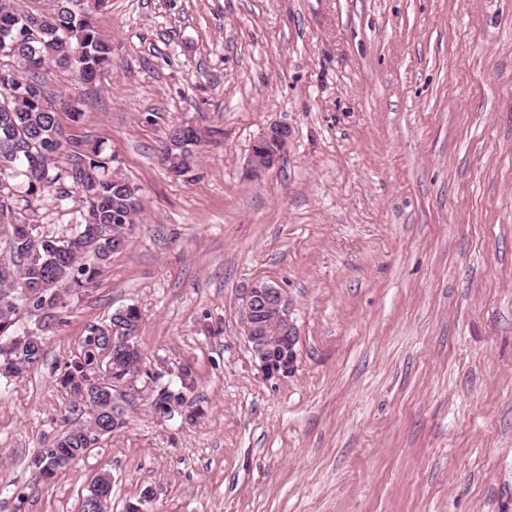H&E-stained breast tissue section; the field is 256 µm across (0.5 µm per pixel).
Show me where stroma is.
Here are the masks:
<instances>
[{"mask_svg": "<svg viewBox=\"0 0 512 512\" xmlns=\"http://www.w3.org/2000/svg\"><path fill=\"white\" fill-rule=\"evenodd\" d=\"M112 63L50 66L64 139L140 189L126 252L71 297L37 367L0 383V512H512V0H107ZM205 132L187 179L168 133ZM292 131L279 165L252 142ZM70 193L22 209L67 234ZM280 288L295 372L262 375L240 325ZM129 305L148 363L192 364L206 411L127 424L34 482L64 428L56 379L85 329ZM290 131L286 125H274L258 137L250 149V170L257 176L276 167L288 145ZM99 497L101 500L88 504L89 512L108 511L109 502L112 499V475L108 471L99 472L97 474L83 500H94Z\"/></svg>", "mask_w": 512, "mask_h": 512, "instance_id": "1", "label": "stroma"}]
</instances>
